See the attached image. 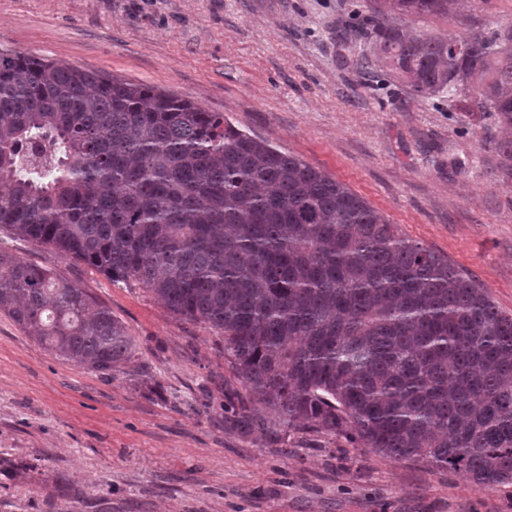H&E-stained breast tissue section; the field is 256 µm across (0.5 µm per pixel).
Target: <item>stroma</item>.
I'll return each instance as SVG.
<instances>
[{"label": "stroma", "instance_id": "35a3bbf8", "mask_svg": "<svg viewBox=\"0 0 512 512\" xmlns=\"http://www.w3.org/2000/svg\"><path fill=\"white\" fill-rule=\"evenodd\" d=\"M374 5L0 0V48L223 113L345 183L512 314V176L497 123L358 67L373 55L359 25ZM383 21L411 36H489L512 25V0ZM0 249L86 289L137 344L128 373L108 379L0 314V512H512V485L484 488L333 435L297 433L275 451L227 432L219 386L238 380L206 325L35 244L0 234Z\"/></svg>", "mask_w": 512, "mask_h": 512}]
</instances>
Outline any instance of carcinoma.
<instances>
[{"label": "carcinoma", "mask_w": 512, "mask_h": 512, "mask_svg": "<svg viewBox=\"0 0 512 512\" xmlns=\"http://www.w3.org/2000/svg\"><path fill=\"white\" fill-rule=\"evenodd\" d=\"M447 15L456 0H383ZM417 95L475 91L508 133L512 27L436 40L370 19ZM133 282L224 339L247 398L224 429L327 433L476 485L512 484V315L344 183L192 102L0 49V233ZM0 313L110 377L136 343L112 311L0 249Z\"/></svg>", "instance_id": "1"}]
</instances>
